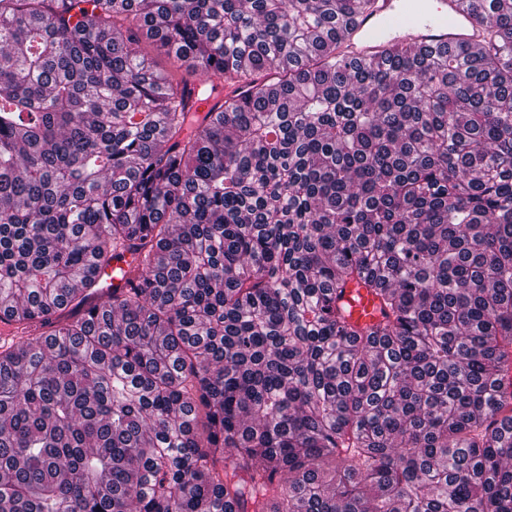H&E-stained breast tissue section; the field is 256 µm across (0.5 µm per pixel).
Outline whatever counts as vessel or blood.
<instances>
[{
  "mask_svg": "<svg viewBox=\"0 0 512 512\" xmlns=\"http://www.w3.org/2000/svg\"><path fill=\"white\" fill-rule=\"evenodd\" d=\"M482 41V31L471 13L467 0H373L369 11L356 16L352 33L340 39V49L354 63L377 57L392 44L427 45L456 50L475 48ZM207 99H199L198 85H189L186 96L194 111L206 112L224 97L236 93V86L216 77ZM126 259L113 260L99 273L104 295L113 288L123 287L117 273L126 269ZM343 302L348 306L352 321L365 325L379 320L377 297L357 285L345 288Z\"/></svg>",
  "mask_w": 512,
  "mask_h": 512,
  "instance_id": "obj_1",
  "label": "vessel or blood"
}]
</instances>
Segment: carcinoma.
Listing matches in <instances>:
<instances>
[{
	"label": "carcinoma",
	"instance_id": "carcinoma-1",
	"mask_svg": "<svg viewBox=\"0 0 512 512\" xmlns=\"http://www.w3.org/2000/svg\"><path fill=\"white\" fill-rule=\"evenodd\" d=\"M370 6L0 0V512H512V9ZM468 0H373L368 12L356 16L353 31L342 35L340 51L354 63L377 57L391 44L476 48L482 30ZM213 90L206 100H197L199 91L198 84H190L186 90V97L189 104L193 106V111L208 112L214 105L220 102L224 97L233 95L241 87V85H229L220 77L212 79ZM131 261V255L125 253L122 259H115L112 264L99 272V280L104 297H112V288H123L124 280L117 277L119 270H124ZM339 302L349 307L351 320L360 325L380 319L378 299L368 288L352 284L345 288Z\"/></svg>",
	"mask_w": 512,
	"mask_h": 512
}]
</instances>
